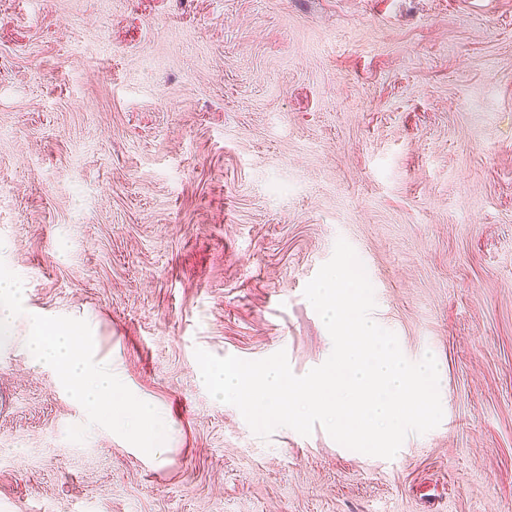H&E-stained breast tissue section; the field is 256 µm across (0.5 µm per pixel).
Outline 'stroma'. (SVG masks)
Segmentation results:
<instances>
[{"label": "stroma", "mask_w": 512, "mask_h": 512, "mask_svg": "<svg viewBox=\"0 0 512 512\" xmlns=\"http://www.w3.org/2000/svg\"><path fill=\"white\" fill-rule=\"evenodd\" d=\"M345 239L443 418L256 436L195 348L301 376ZM0 260L171 420L164 462L0 346V512H512V0H10Z\"/></svg>", "instance_id": "obj_1"}]
</instances>
